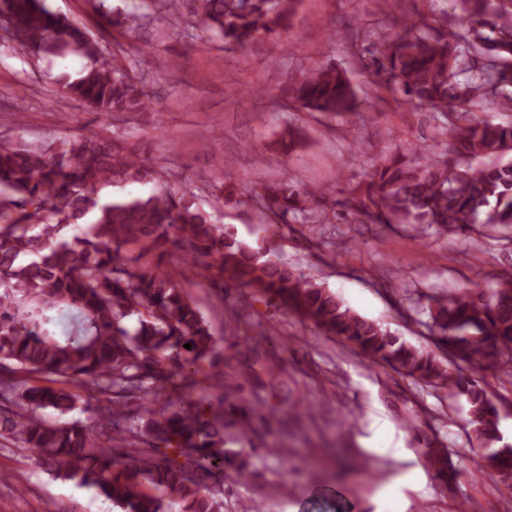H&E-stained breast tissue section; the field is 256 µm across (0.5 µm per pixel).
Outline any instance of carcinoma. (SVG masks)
Returning a JSON list of instances; mask_svg holds the SVG:
<instances>
[{
  "instance_id": "carcinoma-1",
  "label": "carcinoma",
  "mask_w": 512,
  "mask_h": 512,
  "mask_svg": "<svg viewBox=\"0 0 512 512\" xmlns=\"http://www.w3.org/2000/svg\"><path fill=\"white\" fill-rule=\"evenodd\" d=\"M298 0H139L134 11L92 0L114 28L132 34L136 23L158 18L246 48L288 31ZM452 8L425 11L400 0L379 28H361V55L372 84L410 112L440 120L435 136L450 142L436 151L415 144L371 165L352 188L341 214L355 224H412L437 232L473 224L512 230V122L479 116L490 107L512 109V0H451ZM10 40L36 61L83 60L58 82L98 117L151 112L142 79L148 53L131 57L121 47L105 56L101 40L82 22L53 12L46 0H0ZM465 73L463 81L458 74ZM285 102L334 120L355 109L357 93L345 68L318 63L281 87ZM139 186L142 193L130 187ZM333 190L285 176L257 183L248 196L273 224L293 218L328 223ZM157 256V263L146 260ZM208 273L219 291L246 288L338 337L374 364L414 383L463 396L475 441L486 450L482 467L512 488V446L503 443L499 410L486 391L489 370L512 377V277L488 292L464 288L426 294L423 323L443 362L426 347L392 335L363 318L331 290L279 260L271 251L237 239L168 168L151 163L144 147L120 137L75 135L45 142L0 136V388L21 389L17 409L0 412L6 435L50 471L95 488L121 512H221L216 491L204 484L230 463L218 417L208 418L184 397L186 372L198 373L216 355L210 328L161 263L187 264ZM75 309L77 335L59 339L48 312ZM136 317L130 329L127 319ZM190 344L191 349L184 348ZM52 375L60 387L31 386ZM242 374H225L220 401L251 422L235 402ZM100 405L101 425L49 423L38 412L72 411L80 395ZM125 398L147 401L145 415ZM176 444L194 467L167 455L138 451L142 442ZM440 480L447 459L426 451Z\"/></svg>"
}]
</instances>
